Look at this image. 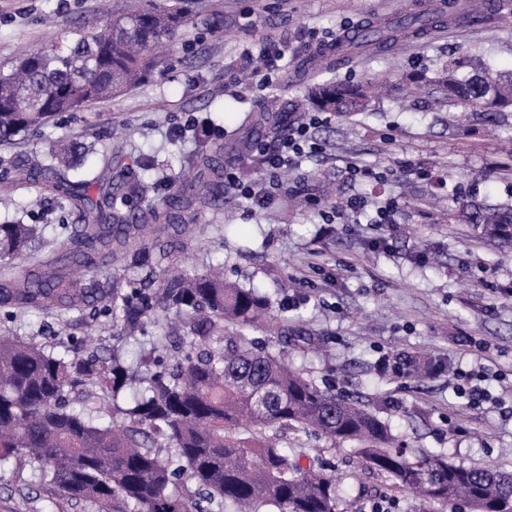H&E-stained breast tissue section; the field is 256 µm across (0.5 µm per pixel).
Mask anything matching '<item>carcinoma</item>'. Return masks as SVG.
Masks as SVG:
<instances>
[{"label": "carcinoma", "instance_id": "obj_1", "mask_svg": "<svg viewBox=\"0 0 512 512\" xmlns=\"http://www.w3.org/2000/svg\"><path fill=\"white\" fill-rule=\"evenodd\" d=\"M188 0H132L92 35L24 56L0 73V144L18 145L61 113L107 101L133 89L158 69L157 49L174 45L189 23ZM436 23L429 13L403 15L337 37L330 52L348 62L367 50H392L409 35ZM448 108L484 103L494 122L512 112V74L486 66L472 72L455 61L428 80ZM370 87L333 77L316 80L308 103L320 112L351 116L368 110ZM301 101L249 113L272 142L288 131ZM185 162L198 170L158 204L134 211L146 194L137 179L104 181L102 168L72 178L79 155L92 150L81 137L57 141L12 166L13 183L33 185L31 211L49 203L73 214L64 241L67 261L55 256L46 225L0 224V309L13 317L35 311L57 321L81 323L110 317L114 336L144 334L151 320L165 321L180 358L130 363L121 349L69 354L63 341L35 343L0 336V468H28L31 479L67 501L100 512H337L336 479L323 459L305 466L290 451V431L349 442L365 466L422 499H464L472 512H512V473L464 466L443 453L404 447L369 408L340 399L303 369L288 363V326L256 288L224 279L219 266L170 274L163 262L179 241L162 236H206L209 226L186 218L224 194V138L207 133ZM459 220L485 235L512 238V206L472 200ZM157 253V271L145 278L104 283L99 263L141 268ZM436 365L424 354L398 353L382 372L420 379Z\"/></svg>", "mask_w": 512, "mask_h": 512}]
</instances>
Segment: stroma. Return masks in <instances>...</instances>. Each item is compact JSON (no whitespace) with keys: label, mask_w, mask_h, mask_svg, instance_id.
I'll return each instance as SVG.
<instances>
[{"label":"stroma","mask_w":512,"mask_h":512,"mask_svg":"<svg viewBox=\"0 0 512 512\" xmlns=\"http://www.w3.org/2000/svg\"><path fill=\"white\" fill-rule=\"evenodd\" d=\"M224 30L211 32L205 16L193 18L160 73L120 96L56 117L29 134L26 150L48 151L65 136L93 144L85 165L120 139L114 171L152 165L146 183L174 184L185 168L183 152L196 145V124L211 118L224 128V167L265 181L267 166L232 147L246 113L271 100L304 98L310 83L296 61L315 53L356 24H377L402 13L436 11L443 0H213ZM107 18L99 0H0V72L21 52L63 44L75 32L94 33ZM468 56L512 72V24L498 14L471 26L439 22L389 53H368L352 64L319 57L317 67L342 82L379 78L391 94L369 113L329 115L313 131L321 154L296 161L288 184L274 186L264 207L225 190L215 207L196 214L210 225L206 240L186 239L176 256L184 269L216 260L224 276L257 286L288 318L302 342L290 359L329 384L336 396L372 406L386 402L392 432L414 448L444 453L467 466L512 470V242L489 239L454 218L471 197L512 203V115L500 124L473 118L448 121L447 103L407 91V83L436 76L454 58ZM261 70L272 80L244 88L240 72ZM371 171L355 179L351 166ZM365 197V213L335 223L331 203ZM26 191L0 176V221L70 224L73 215L52 208L33 216ZM395 202L394 223H377L376 211ZM385 238L384 248L370 242ZM483 348L486 388L492 399L471 409L455 394V373L470 367ZM429 354L441 371L414 380L379 376L376 361L396 353ZM301 452L320 448L335 474L339 512H448L446 502L412 501L388 477L361 466L349 445L329 446L302 432L288 435ZM98 512L88 503L59 499L31 483L28 472L0 470V512Z\"/></svg>","instance_id":"stroma-1"}]
</instances>
